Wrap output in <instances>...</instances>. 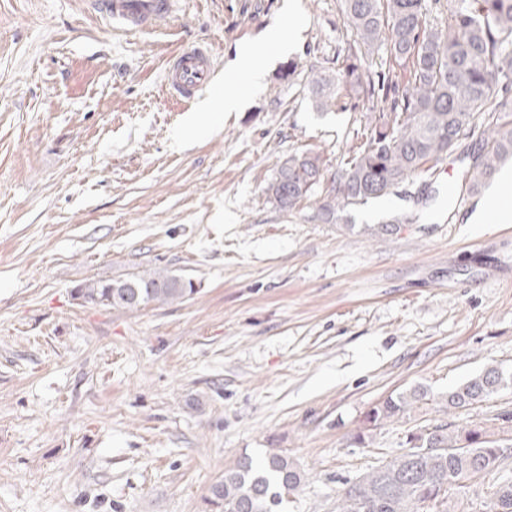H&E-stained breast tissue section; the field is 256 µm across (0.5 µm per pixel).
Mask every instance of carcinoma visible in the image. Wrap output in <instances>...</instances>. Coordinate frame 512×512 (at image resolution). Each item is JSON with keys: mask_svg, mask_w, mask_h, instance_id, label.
Returning <instances> with one entry per match:
<instances>
[{"mask_svg": "<svg viewBox=\"0 0 512 512\" xmlns=\"http://www.w3.org/2000/svg\"><path fill=\"white\" fill-rule=\"evenodd\" d=\"M351 32L334 72H315L311 101L326 111L344 100L387 103L358 137L359 143L331 171L307 150L279 166L266 193L279 210L291 212L320 192L317 217L338 224L353 205L389 195L418 174L436 176V166L455 155L456 192L473 193L512 159V0H448L443 21L427 0H342ZM383 55L371 76L366 66ZM196 292L192 280L164 270L124 278L90 280L73 289L74 299L96 306L137 310L149 303L182 302ZM512 389V370L487 366L448 389V410L484 402ZM424 385L391 394L364 418L366 432L399 419L430 400ZM506 439L480 424L436 425L411 431L406 450L355 482L336 512H455L454 494L485 474L497 485L484 512H512L509 457L498 452ZM304 474L287 455L274 452L256 463L243 455L209 488L218 512H281Z\"/></svg>", "mask_w": 512, "mask_h": 512, "instance_id": "1", "label": "carcinoma"}]
</instances>
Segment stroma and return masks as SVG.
I'll use <instances>...</instances> for the list:
<instances>
[{"instance_id": "stroma-1", "label": "stroma", "mask_w": 512, "mask_h": 512, "mask_svg": "<svg viewBox=\"0 0 512 512\" xmlns=\"http://www.w3.org/2000/svg\"><path fill=\"white\" fill-rule=\"evenodd\" d=\"M298 5L294 49L178 148L201 101L166 96L168 55L210 43L202 101L219 104L236 47L288 0H180L141 35L93 0H0V512H214L225 468L272 449L305 474L285 512H336L409 432L512 414V389L459 411L431 401L355 443L390 394L512 369V223L466 221L495 183L450 213L422 203L423 174L342 224L314 220V197L273 205L289 154L338 169L384 108L313 106L307 78L335 71L350 31L341 0ZM400 211L414 221L399 234H368ZM147 269L196 292L135 311L71 295Z\"/></svg>"}]
</instances>
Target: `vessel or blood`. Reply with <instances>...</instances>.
Here are the masks:
<instances>
[{
	"mask_svg": "<svg viewBox=\"0 0 512 512\" xmlns=\"http://www.w3.org/2000/svg\"><path fill=\"white\" fill-rule=\"evenodd\" d=\"M99 14L116 30L139 34L158 29L178 9V0H95ZM214 51L207 44L178 47L168 58L164 87L177 101L193 98L211 80Z\"/></svg>",
	"mask_w": 512,
	"mask_h": 512,
	"instance_id": "obj_1",
	"label": "vessel or blood"
}]
</instances>
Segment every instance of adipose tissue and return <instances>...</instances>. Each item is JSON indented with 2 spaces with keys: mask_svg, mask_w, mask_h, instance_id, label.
I'll return each instance as SVG.
<instances>
[{
  "mask_svg": "<svg viewBox=\"0 0 512 512\" xmlns=\"http://www.w3.org/2000/svg\"><path fill=\"white\" fill-rule=\"evenodd\" d=\"M299 38V27L278 22L268 28L262 39L240 45L229 64L238 87L259 88L265 76L261 61H270L276 55L286 53ZM492 216L500 222L512 220V169L501 173L496 192L470 216L469 221L483 224Z\"/></svg>",
  "mask_w": 512,
  "mask_h": 512,
  "instance_id": "adipose-tissue-1",
  "label": "adipose tissue"
}]
</instances>
